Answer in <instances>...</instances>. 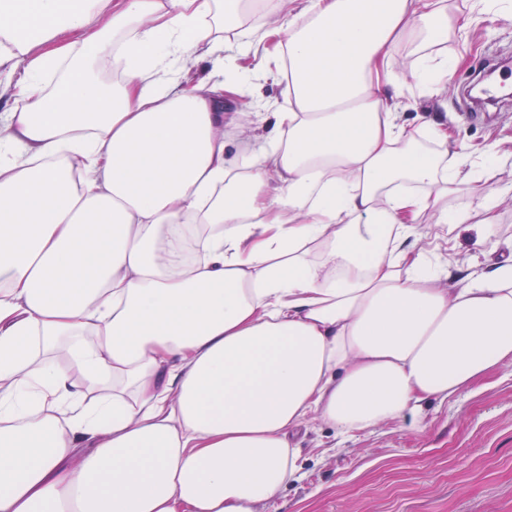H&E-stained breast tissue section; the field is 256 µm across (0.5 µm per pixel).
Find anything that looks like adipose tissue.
Here are the masks:
<instances>
[{
  "label": "adipose tissue",
  "mask_w": 512,
  "mask_h": 512,
  "mask_svg": "<svg viewBox=\"0 0 512 512\" xmlns=\"http://www.w3.org/2000/svg\"><path fill=\"white\" fill-rule=\"evenodd\" d=\"M242 0H0V512H262L311 416L417 418L512 364V241L458 151L416 147L383 89L443 0L284 10L287 93L232 161L224 86ZM111 64L120 81L95 78ZM477 223L488 270L431 267ZM422 224H419L423 236L419 245L427 251L428 257L433 264H454L463 258L474 256L481 264L480 268H486L485 257L482 251H487L489 245L479 246L476 244V233L473 229H469L471 225L463 224L458 227L452 236L455 240L448 244L435 240L434 234L436 229L433 224H428L429 217H423ZM439 243L440 247L435 250V245Z\"/></svg>",
  "instance_id": "1"
}]
</instances>
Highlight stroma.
<instances>
[{
    "mask_svg": "<svg viewBox=\"0 0 512 512\" xmlns=\"http://www.w3.org/2000/svg\"><path fill=\"white\" fill-rule=\"evenodd\" d=\"M476 0H446L449 26L441 39L416 35L391 52L393 83L386 95L400 122L419 125L436 119L448 128V144L470 162L482 164L489 149L501 154L487 182L455 186L449 208L474 200L477 189L500 193L496 208L498 239L512 238V0H497L481 10ZM261 50L243 58L235 71L218 72L200 62L188 80L209 78L245 83V95L225 94L224 109L238 118L224 129L233 150L250 152L273 128L285 80L275 79L274 61ZM501 53L494 74L504 94L490 106L486 119L469 118L470 81L480 58ZM444 53L455 62L439 89L416 84L412 72L424 55ZM421 247L432 263L452 264L481 257L483 248L468 225L451 242L437 244L431 224L421 226ZM303 450L302 471L266 506L264 512H512V365L493 370L471 390L423 408L418 424L385 422L346 436L310 419L295 438Z\"/></svg>",
    "mask_w": 512,
    "mask_h": 512,
    "instance_id": "35a3bbf8",
    "label": "stroma"
}]
</instances>
